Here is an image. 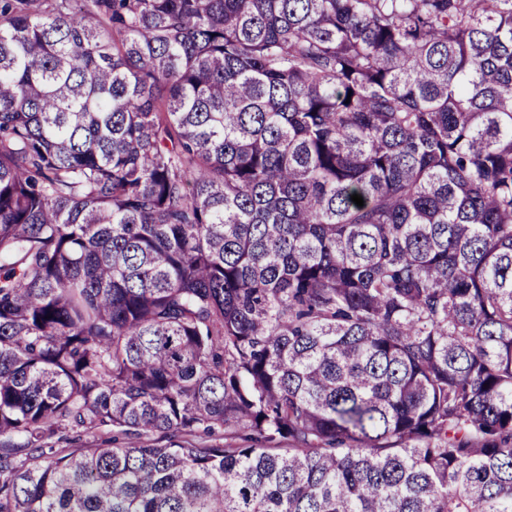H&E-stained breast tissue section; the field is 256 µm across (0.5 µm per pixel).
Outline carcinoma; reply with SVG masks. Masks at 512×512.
Wrapping results in <instances>:
<instances>
[{
	"label": "carcinoma",
	"instance_id": "1",
	"mask_svg": "<svg viewBox=\"0 0 512 512\" xmlns=\"http://www.w3.org/2000/svg\"><path fill=\"white\" fill-rule=\"evenodd\" d=\"M0 512H512V0H0Z\"/></svg>",
	"mask_w": 512,
	"mask_h": 512
}]
</instances>
